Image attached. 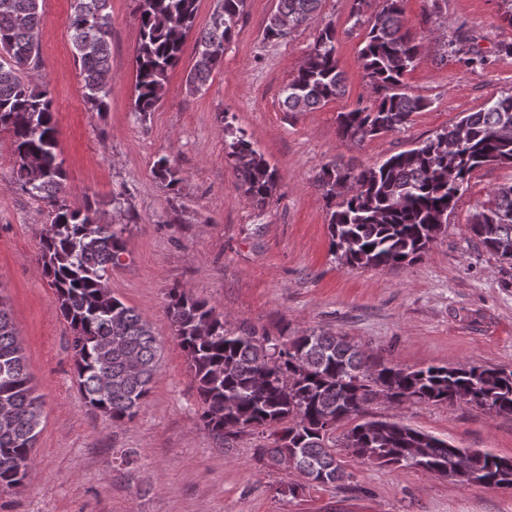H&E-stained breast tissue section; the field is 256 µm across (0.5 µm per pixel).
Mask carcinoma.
<instances>
[{"label": "carcinoma", "instance_id": "carcinoma-1", "mask_svg": "<svg viewBox=\"0 0 512 512\" xmlns=\"http://www.w3.org/2000/svg\"><path fill=\"white\" fill-rule=\"evenodd\" d=\"M41 0H0V129L11 134L16 182L52 208L53 231L41 237L38 261L68 323L75 383L85 404L115 425L132 421L158 371V341L149 322L112 294L108 280L124 253L122 230L98 221L91 204H67V176L57 152V127L47 88L24 76L39 65ZM246 0H217L210 26L197 37V61L185 86L202 90L224 62ZM367 19L359 50L374 98L337 116L340 137L357 146L399 131L426 99L411 94L404 78L418 60L422 42L405 30L403 0H383ZM197 0H137L140 43L135 57L134 112L153 111L167 90L169 71L180 59L194 25ZM322 0H277L264 39L306 24ZM109 0H73L69 25L87 101L98 112L110 94L112 19ZM344 93L335 29L325 26L303 64L282 90L290 112L318 108ZM240 187L258 206L277 185L276 170L244 136L228 144ZM512 164V94L502 95L418 147L367 168L333 164L320 184L331 205V248L348 268H394L410 264L447 229L448 216L483 166ZM153 172L168 187L179 183L166 157ZM473 239L512 268V184L493 191V201L468 219ZM174 337L185 352L201 402L200 422L219 437L247 431L271 440L260 459L292 465L307 482L334 484L344 478L336 448L380 466L415 468L465 483L512 489V457L457 448L396 417H367L383 396L393 404L463 402L512 416V370L497 366H428L404 369L370 360L345 336L310 329L286 340L251 329L229 332L208 302L178 287L168 292ZM0 405L11 412L0 423V491L23 485L34 465L42 418L41 396L31 385L24 348L0 301ZM348 428L335 446L336 425Z\"/></svg>", "mask_w": 512, "mask_h": 512}]
</instances>
